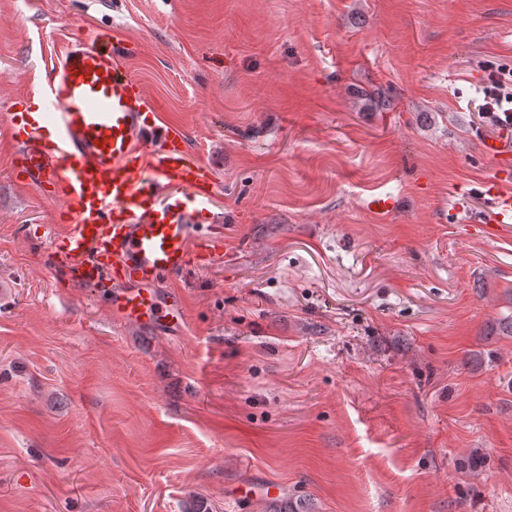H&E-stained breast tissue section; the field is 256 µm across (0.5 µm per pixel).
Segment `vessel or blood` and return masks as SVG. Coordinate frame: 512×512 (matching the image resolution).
<instances>
[{
  "mask_svg": "<svg viewBox=\"0 0 512 512\" xmlns=\"http://www.w3.org/2000/svg\"><path fill=\"white\" fill-rule=\"evenodd\" d=\"M4 131L24 186L62 201L67 224L48 258L66 279L107 289L120 324L157 332L184 327L164 281L224 255V239L199 223L214 184L185 132L168 125L109 38L53 48L38 82L10 106ZM494 173L483 184L491 218L512 226V131L481 141Z\"/></svg>",
  "mask_w": 512,
  "mask_h": 512,
  "instance_id": "vessel-or-blood-1",
  "label": "vessel or blood"
}]
</instances>
